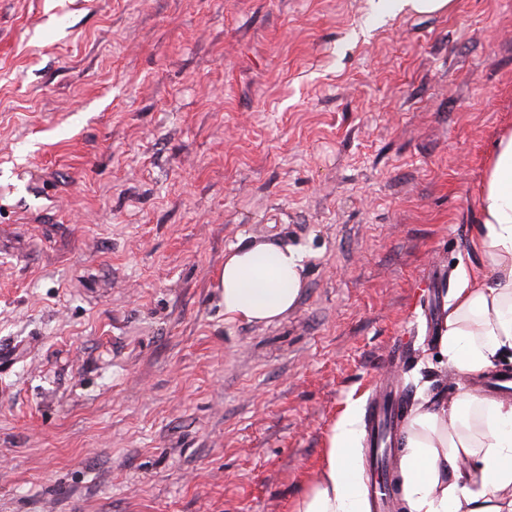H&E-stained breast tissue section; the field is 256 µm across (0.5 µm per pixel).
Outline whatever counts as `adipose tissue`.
Listing matches in <instances>:
<instances>
[{
  "label": "adipose tissue",
  "mask_w": 512,
  "mask_h": 512,
  "mask_svg": "<svg viewBox=\"0 0 512 512\" xmlns=\"http://www.w3.org/2000/svg\"><path fill=\"white\" fill-rule=\"evenodd\" d=\"M475 201L480 263L461 271L440 326V351L467 380L512 355V131L498 139ZM219 284L229 319L270 323L299 298L301 259L267 243L239 247L225 256ZM357 432L347 410L298 512H365L347 456ZM400 468L408 512H512V398L480 397L468 384L451 400L424 398L406 422Z\"/></svg>",
  "instance_id": "ef3b65f1"
}]
</instances>
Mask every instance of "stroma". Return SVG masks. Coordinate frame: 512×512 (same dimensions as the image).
Listing matches in <instances>:
<instances>
[{
  "label": "stroma",
  "instance_id": "obj_1",
  "mask_svg": "<svg viewBox=\"0 0 512 512\" xmlns=\"http://www.w3.org/2000/svg\"><path fill=\"white\" fill-rule=\"evenodd\" d=\"M510 130L512 0H0V512H296L385 379L453 398L418 307ZM373 10L380 15H391L405 9L416 13H442L451 8L452 0H372ZM301 268L299 255L288 247L256 243L232 250L219 280L224 314L248 323L279 319L299 298Z\"/></svg>",
  "mask_w": 512,
  "mask_h": 512
}]
</instances>
